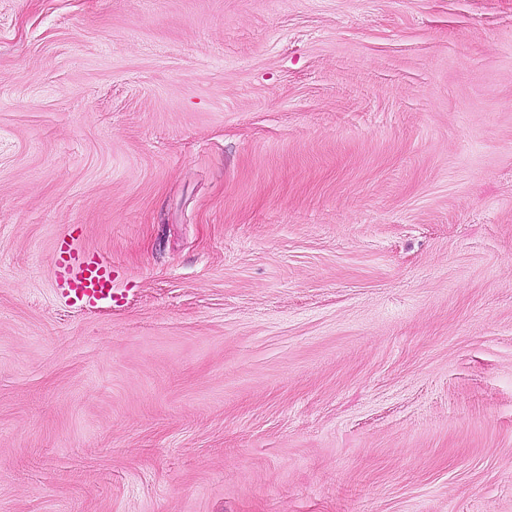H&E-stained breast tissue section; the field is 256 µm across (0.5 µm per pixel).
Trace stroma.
Returning <instances> with one entry per match:
<instances>
[{"instance_id":"obj_1","label":"stroma","mask_w":512,"mask_h":512,"mask_svg":"<svg viewBox=\"0 0 512 512\" xmlns=\"http://www.w3.org/2000/svg\"><path fill=\"white\" fill-rule=\"evenodd\" d=\"M0 512H512V0H0ZM65 249L72 257L66 268V298L69 305L80 310L96 307L99 303L112 306V267L100 255L74 249L70 243Z\"/></svg>"}]
</instances>
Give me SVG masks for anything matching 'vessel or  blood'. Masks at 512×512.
Here are the masks:
<instances>
[{
    "mask_svg": "<svg viewBox=\"0 0 512 512\" xmlns=\"http://www.w3.org/2000/svg\"><path fill=\"white\" fill-rule=\"evenodd\" d=\"M71 264L66 269V298L80 310L112 300V267L101 256L70 249Z\"/></svg>",
    "mask_w": 512,
    "mask_h": 512,
    "instance_id": "1",
    "label": "vessel or blood"
}]
</instances>
